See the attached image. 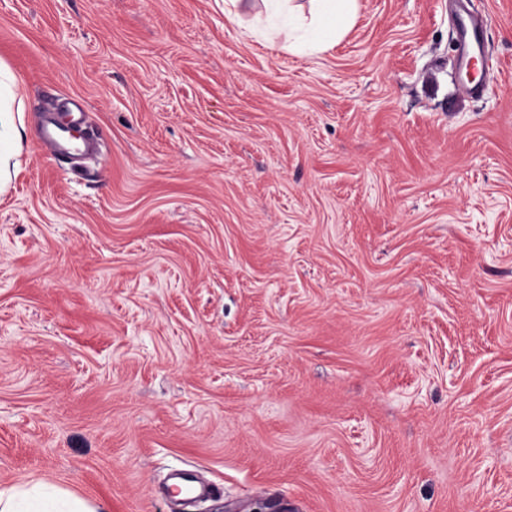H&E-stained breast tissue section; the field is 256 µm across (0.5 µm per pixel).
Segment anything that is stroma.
<instances>
[{"instance_id":"35a3bbf8","label":"stroma","mask_w":512,"mask_h":512,"mask_svg":"<svg viewBox=\"0 0 512 512\" xmlns=\"http://www.w3.org/2000/svg\"><path fill=\"white\" fill-rule=\"evenodd\" d=\"M453 0L292 53L224 0H0V488L98 512H512V0L482 92ZM78 100L81 166L36 140ZM15 81L6 65L0 64V192L11 180L10 163L20 152L25 134L21 113L17 118L12 110ZM4 100V106H3ZM168 484L180 491V484H187L191 487L194 498L204 499L211 495H216L217 490L213 484L200 482L194 471L190 469H176L168 476ZM1 512H97L84 499L46 481L0 489Z\"/></svg>"}]
</instances>
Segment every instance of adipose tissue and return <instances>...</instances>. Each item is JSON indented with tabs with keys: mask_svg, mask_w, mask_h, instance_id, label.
<instances>
[{
	"mask_svg": "<svg viewBox=\"0 0 512 512\" xmlns=\"http://www.w3.org/2000/svg\"><path fill=\"white\" fill-rule=\"evenodd\" d=\"M268 18L280 23L293 45L324 52L338 43L353 24L358 0H310L302 8L295 0H262ZM15 81L0 64V192L11 180L10 163L20 152L25 134L12 103ZM0 512H96L84 499L46 481H29L0 489Z\"/></svg>",
	"mask_w": 512,
	"mask_h": 512,
	"instance_id": "obj_1",
	"label": "adipose tissue"
}]
</instances>
